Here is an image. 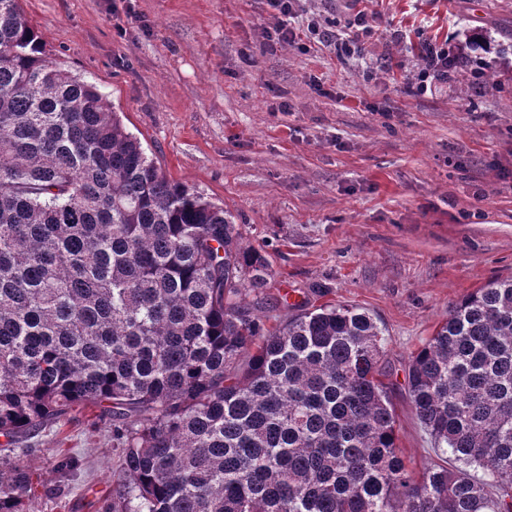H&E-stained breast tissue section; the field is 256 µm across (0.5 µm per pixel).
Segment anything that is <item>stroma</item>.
I'll return each mask as SVG.
<instances>
[{
  "label": "stroma",
  "mask_w": 512,
  "mask_h": 512,
  "mask_svg": "<svg viewBox=\"0 0 512 512\" xmlns=\"http://www.w3.org/2000/svg\"><path fill=\"white\" fill-rule=\"evenodd\" d=\"M344 27L378 16L360 55L270 41L267 0H21L50 60L95 83L172 179L223 205L264 247L271 290L349 304L384 328L398 445L436 458L405 392L411 354L448 308L512 278V67L496 88L469 67L407 91L428 41L494 66L512 0H306ZM98 411L32 439L49 495L36 512H106L121 476ZM66 449L78 466L56 468Z\"/></svg>",
  "instance_id": "1"
}]
</instances>
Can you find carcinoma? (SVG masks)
I'll use <instances>...</instances> for the list:
<instances>
[{
  "mask_svg": "<svg viewBox=\"0 0 512 512\" xmlns=\"http://www.w3.org/2000/svg\"><path fill=\"white\" fill-rule=\"evenodd\" d=\"M20 2L0 0V512L48 495L18 444L87 404L120 449L110 512H512V279L410 356L438 451L418 473L384 329L273 296L265 250L53 65Z\"/></svg>",
  "mask_w": 512,
  "mask_h": 512,
  "instance_id": "cac0c4a2",
  "label": "carcinoma"
}]
</instances>
